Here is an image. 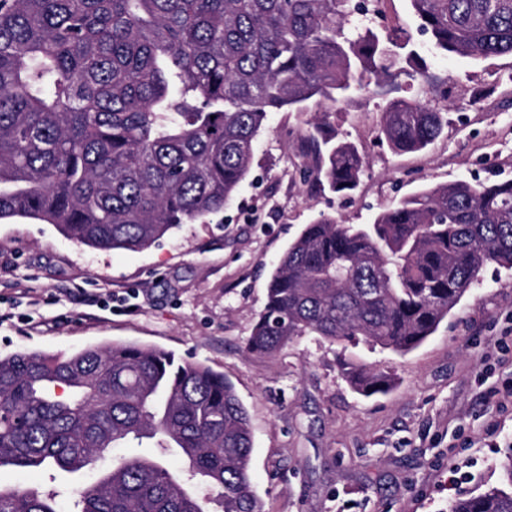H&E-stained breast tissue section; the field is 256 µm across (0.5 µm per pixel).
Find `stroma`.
Returning a JSON list of instances; mask_svg holds the SVG:
<instances>
[{"label": "stroma", "mask_w": 512, "mask_h": 512, "mask_svg": "<svg viewBox=\"0 0 512 512\" xmlns=\"http://www.w3.org/2000/svg\"><path fill=\"white\" fill-rule=\"evenodd\" d=\"M361 22L381 35L414 32L448 96L405 76L401 94L446 112L448 125L426 149L394 153L380 137L385 98L359 92L329 117L366 163L347 194L320 189L306 173L311 105L270 114L251 173L222 212L149 248L98 250L50 224L0 223V356L124 342L223 373L249 415L262 512H449L459 497L508 486L512 408L496 403L512 388V271L487 269L403 355L318 336L273 356L245 351L274 263L318 212L369 224L422 187L512 179V56L432 57L409 0H384ZM347 362L390 376L394 387L359 394L343 376ZM92 478L0 472L2 483L56 492L60 512H73L72 486Z\"/></svg>", "instance_id": "obj_1"}]
</instances>
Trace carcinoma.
<instances>
[{
	"mask_svg": "<svg viewBox=\"0 0 512 512\" xmlns=\"http://www.w3.org/2000/svg\"><path fill=\"white\" fill-rule=\"evenodd\" d=\"M435 56H512V0H409ZM353 0H0V220L30 218L101 250H142L218 214L251 170L272 112L313 103L309 175L353 190L365 161L326 124L362 88L401 74L434 91L413 35L346 33ZM446 113L396 97L381 134L397 154L433 144ZM512 270V181L414 192L371 224L319 213L275 263L246 344L272 356L300 336L404 354L490 266ZM365 396L393 380L346 367ZM76 512H261L247 411L224 375L152 346L0 357V469L99 468ZM176 454L181 469L169 466ZM0 512H59L56 496L0 484ZM451 512H512V491Z\"/></svg>",
	"mask_w": 512,
	"mask_h": 512,
	"instance_id": "1",
	"label": "carcinoma"
}]
</instances>
